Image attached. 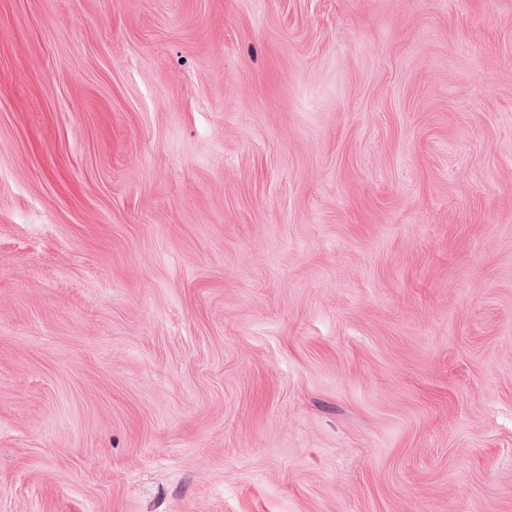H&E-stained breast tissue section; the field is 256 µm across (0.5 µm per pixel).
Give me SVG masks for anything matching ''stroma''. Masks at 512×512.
<instances>
[{"label": "stroma", "mask_w": 512, "mask_h": 512, "mask_svg": "<svg viewBox=\"0 0 512 512\" xmlns=\"http://www.w3.org/2000/svg\"><path fill=\"white\" fill-rule=\"evenodd\" d=\"M0 512H512V0H0Z\"/></svg>", "instance_id": "obj_1"}]
</instances>
